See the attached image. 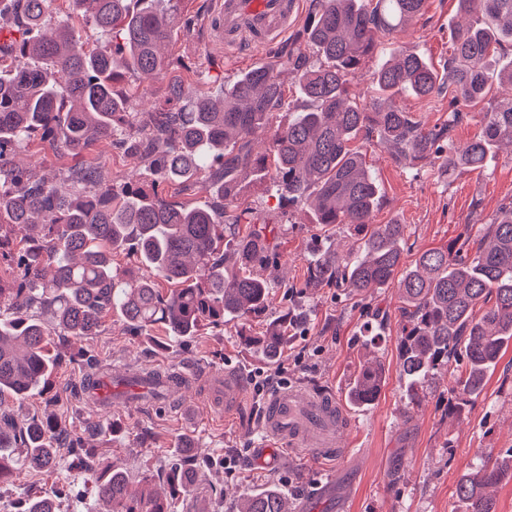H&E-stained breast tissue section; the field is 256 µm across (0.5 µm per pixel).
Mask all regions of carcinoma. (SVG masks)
I'll use <instances>...</instances> for the list:
<instances>
[{"label":"carcinoma","instance_id":"cac0c4a2","mask_svg":"<svg viewBox=\"0 0 512 512\" xmlns=\"http://www.w3.org/2000/svg\"><path fill=\"white\" fill-rule=\"evenodd\" d=\"M172 0H72L73 14L91 24L111 48L90 49L67 22L45 31L47 0H0V29L14 38L0 44V265L12 267L11 283L0 282V398L24 400L43 389L59 358L48 337L95 336L102 319L117 312L137 334L161 325L173 339L205 325L234 321L240 336L273 363L288 344L298 314L284 312L264 332L247 322L267 314L274 281L263 272L279 254L265 225L242 211L224 223L240 179L273 166L272 195L281 206L312 202L315 223L348 224L358 237L347 251L333 242L309 264L302 288H346L361 294L382 288L399 274L406 225L372 223L377 186L362 154L350 143L364 132L393 148V157L443 159L448 173L488 167L498 147L512 144V0H458L476 19L449 33L452 52L443 79L419 54L399 49L373 73L382 96H428L448 84V124L423 129L392 103L369 112L348 96V76L377 46L420 11L425 0H315L305 29L315 58L288 52L305 105L272 137L267 155L254 151L269 114L283 105L275 64L253 67L222 94L172 88L161 112H129L112 83L121 58L135 71L158 75L168 62L161 49L172 37ZM496 81L506 101L483 113L469 142L451 140L462 107L485 97ZM40 140L69 155L104 142L138 153L150 171L121 191L103 183L98 168L61 169L34 178L17 161ZM166 183L198 187L213 195L204 207L169 203ZM247 223L240 232L239 224ZM131 251L150 276L123 280L112 254ZM401 275V274H399ZM172 284L167 291L154 279ZM398 357L407 391L416 394L428 377L456 373L448 415L461 414L501 353L512 344V203L486 225L476 247L452 242L429 250L401 275ZM382 381L376 361L363 362L351 398L375 399ZM93 434L72 433L47 415L21 422L0 413V480L19 460L31 468L57 463L58 441L93 480L104 512H173L194 484L182 461L170 466L169 496L161 497L143 477L133 485L119 469L99 472ZM512 470L507 457L484 454L459 479L455 496L462 512H496L486 489ZM61 489L38 499H19L13 512H56ZM239 512H286L275 489L252 493Z\"/></svg>","mask_w":512,"mask_h":512}]
</instances>
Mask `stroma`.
Here are the masks:
<instances>
[{"instance_id": "1", "label": "stroma", "mask_w": 512, "mask_h": 512, "mask_svg": "<svg viewBox=\"0 0 512 512\" xmlns=\"http://www.w3.org/2000/svg\"><path fill=\"white\" fill-rule=\"evenodd\" d=\"M211 2L173 0L176 14L192 18L193 24L187 30L175 29L166 49L169 66L163 75L146 76L119 67L114 86L129 96L132 111L163 108L172 85L212 92L254 65L287 55L300 44L314 11L312 0H299L295 23L272 49H253L228 58L210 44L207 17ZM468 21L458 0H425L422 13L402 32L383 37L350 75L351 97L374 109L380 95L372 74L400 46L420 54L434 69H442L450 53L451 28ZM278 80L285 104L270 113L265 130L258 135L263 142L287 126L301 103L295 73L281 68ZM396 103L427 128L448 120L444 91L427 98L404 94ZM355 145L365 154L379 189L374 223L396 220L406 226L405 266H412L423 252L447 247L452 241L476 243L484 224L503 204L512 202V148L500 147L487 169L447 175L440 172L436 159L398 162L387 147L363 135ZM21 159L41 175L78 161L98 166L118 188L130 174L144 169L137 157L100 142L76 160L35 141ZM269 187V178L246 177L238 185L237 199L240 206L250 208L253 222L269 225L276 232L280 260L274 272L277 283L271 290V310L277 315L287 309L307 314L304 327L290 333L280 361L283 381L335 392L346 404L367 350L375 351L383 367V385L376 401L361 409L346 404L348 425L338 433L336 445L349 449L347 458L319 461L291 454L262 462L254 458L252 449L262 440L259 421L265 397L254 390L249 378L260 371L272 372L273 367L243 343L233 322L174 340L160 327L142 336L130 335L117 315H108L98 336L84 341L55 339L50 353L66 356L82 348L98 364L110 367L113 375L155 367L186 374L184 385L151 402L123 394L116 386L107 407L82 396L87 370L65 360L41 393L21 402L6 399L0 410L17 417L26 411L46 413L76 432L95 427L100 470L126 469L132 479L149 477L159 490L166 486V464L176 456L184 437L197 442L185 457L188 468H196L209 457L235 459L233 469L217 466L206 480L196 481L189 496L176 501L177 512L188 507L194 512H231L241 496L270 484L279 485L290 512H457L454 492L460 475L485 452L502 456L512 451V346L502 352L481 393L469 400L461 416L448 415L453 385L449 375L435 376L418 398H410L397 351L398 283L360 295L337 288L297 292L314 250L329 238L348 247L355 231L344 224L314 223L305 204L281 208ZM232 369L241 373L244 384L236 409L228 413L224 389L211 377ZM64 486L74 487L78 494L56 500L58 512H97L94 488L86 486L83 474L66 461L50 472L14 465L11 476L0 481V505L9 508L17 497H45Z\"/></svg>"}]
</instances>
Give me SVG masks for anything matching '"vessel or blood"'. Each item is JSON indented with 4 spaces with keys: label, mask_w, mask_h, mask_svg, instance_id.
<instances>
[{
    "label": "vessel or blood",
    "mask_w": 512,
    "mask_h": 512,
    "mask_svg": "<svg viewBox=\"0 0 512 512\" xmlns=\"http://www.w3.org/2000/svg\"><path fill=\"white\" fill-rule=\"evenodd\" d=\"M298 12V0H215L207 20L212 43L229 54L277 43ZM343 415L332 394L303 386L268 398L260 430L282 448L320 458L345 456L334 437Z\"/></svg>",
    "instance_id": "obj_1"
}]
</instances>
